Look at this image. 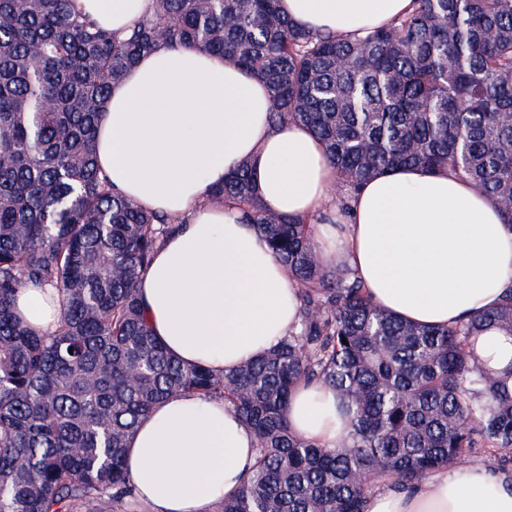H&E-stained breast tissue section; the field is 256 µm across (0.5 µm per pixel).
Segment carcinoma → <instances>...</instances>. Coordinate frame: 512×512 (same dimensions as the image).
Returning <instances> with one entry per match:
<instances>
[{
  "instance_id": "obj_1",
  "label": "carcinoma",
  "mask_w": 512,
  "mask_h": 512,
  "mask_svg": "<svg viewBox=\"0 0 512 512\" xmlns=\"http://www.w3.org/2000/svg\"><path fill=\"white\" fill-rule=\"evenodd\" d=\"M71 2L0 0V512H130L128 440L185 392L224 400L256 437L241 493L215 512H367L382 484L413 488L478 448L509 469L512 362L491 365L473 339L512 336V288L451 326L403 320L348 265H321L313 225L263 209L244 163L207 201L257 225L300 285L299 326L233 371L185 365L152 334L138 284L186 219L112 189L97 127L141 56L202 48L264 81L274 126L317 136L339 212L375 175L419 166L467 182L512 227V0H413L357 38L309 29L278 0H153L121 33ZM28 285L63 297L51 334L15 312ZM312 383L349 415L334 448L290 429V396Z\"/></svg>"
}]
</instances>
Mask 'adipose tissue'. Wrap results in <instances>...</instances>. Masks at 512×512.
Instances as JSON below:
<instances>
[{
  "instance_id": "obj_1",
  "label": "adipose tissue",
  "mask_w": 512,
  "mask_h": 512,
  "mask_svg": "<svg viewBox=\"0 0 512 512\" xmlns=\"http://www.w3.org/2000/svg\"><path fill=\"white\" fill-rule=\"evenodd\" d=\"M100 25L129 27L152 0H77ZM412 0H280L314 30L357 36L389 26ZM265 84L202 49L161 45L115 85L98 126L99 164L113 188L149 212L185 216L140 283L155 336L187 364L216 373L269 351L295 328L299 288L256 225L230 204L205 201L242 162L262 207L286 217L335 212L336 171L305 126H273ZM341 225L320 222L322 265H349L375 302L398 317L447 326L495 307L512 286V227L498 208L448 172L405 166L372 178ZM19 318L38 334L60 318L55 290L25 288ZM333 390L296 388L291 429L332 448L347 420ZM256 460V439L223 400L183 393L156 404L128 445L137 501L152 512H212L236 496ZM368 512H512V479L460 463L411 491L385 490Z\"/></svg>"
}]
</instances>
